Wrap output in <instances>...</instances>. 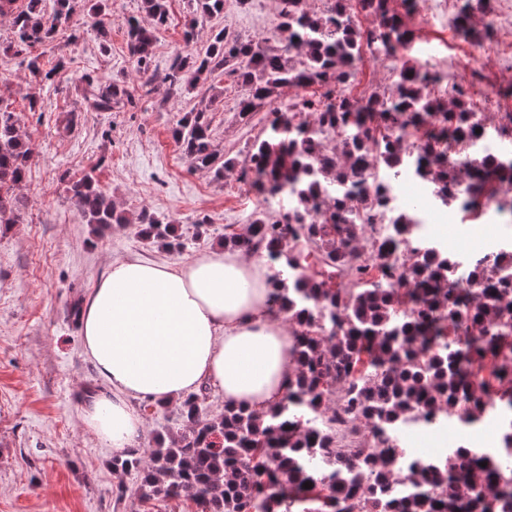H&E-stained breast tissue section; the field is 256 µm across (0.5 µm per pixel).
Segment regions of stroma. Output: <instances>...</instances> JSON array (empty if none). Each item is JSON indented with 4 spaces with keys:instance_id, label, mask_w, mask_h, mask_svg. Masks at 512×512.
Wrapping results in <instances>:
<instances>
[{
    "instance_id": "1",
    "label": "stroma",
    "mask_w": 512,
    "mask_h": 512,
    "mask_svg": "<svg viewBox=\"0 0 512 512\" xmlns=\"http://www.w3.org/2000/svg\"><path fill=\"white\" fill-rule=\"evenodd\" d=\"M113 10L108 40H100L92 19L80 13L52 44L30 48L44 68L59 69L47 93L10 51L11 25L0 17V101L14 111L32 150L16 191L21 221L0 228V512H142L136 476L113 471L111 448L84 423L88 394L104 384L67 306L91 294L113 258L180 262L219 249L225 230L242 232L260 201L241 169L267 124L266 112L240 115L249 89L235 76L217 73L207 86L169 96L158 90L119 112L83 110L74 90L82 74L132 89L141 82L122 23L127 16L144 18L141 0H115ZM192 11L191 0H169V20L154 32L152 67L158 73L176 56L205 53L213 27L262 43L281 21L279 8L268 0H224L223 15L200 25L189 45L183 31ZM413 34L415 46L402 49V61L472 55L473 40L442 23L414 27ZM486 43L489 53L474 64L478 84L492 89L500 111L512 112V76L500 70L494 53L498 35ZM36 95L41 101L34 112L29 102ZM202 102L211 109L214 148L235 161L221 176L195 169L172 136L176 122ZM68 117L73 124L65 133ZM87 174L129 214L130 223L99 234L85 223L68 185ZM144 210L179 224L185 248L166 251L143 241L133 219ZM201 218L208 221L202 234L195 229ZM177 417L173 403L143 411L138 455L149 458Z\"/></svg>"
}]
</instances>
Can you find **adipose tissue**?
<instances>
[{"label":"adipose tissue","instance_id":"ef3b65f1","mask_svg":"<svg viewBox=\"0 0 512 512\" xmlns=\"http://www.w3.org/2000/svg\"><path fill=\"white\" fill-rule=\"evenodd\" d=\"M267 275L240 250L113 260L82 309L84 353L105 384L85 424L122 455L143 431L137 400L169 404L206 386L233 406L279 404L294 377L293 338L269 316Z\"/></svg>","mask_w":512,"mask_h":512}]
</instances>
